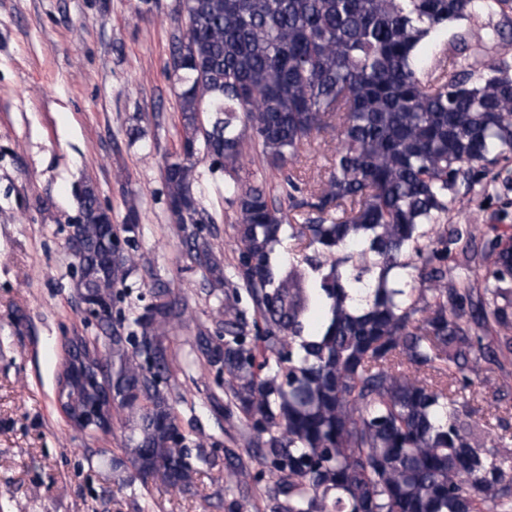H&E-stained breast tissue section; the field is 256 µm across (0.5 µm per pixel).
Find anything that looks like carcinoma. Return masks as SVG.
Segmentation results:
<instances>
[{
	"mask_svg": "<svg viewBox=\"0 0 512 512\" xmlns=\"http://www.w3.org/2000/svg\"><path fill=\"white\" fill-rule=\"evenodd\" d=\"M476 2L181 0L170 76L185 150L163 169L167 203L191 262L219 273L197 235L211 221L195 189L199 151L224 168L238 248L237 281L224 287L248 290L263 327L249 336L224 304L212 358L261 440L254 462L276 476L281 512H512V472L492 452L512 447V434L492 433L466 395L476 382L499 388L512 257L493 226L423 229L460 184L512 162V72L468 61L448 78L425 72L427 43ZM326 134L337 140L327 179L283 174ZM247 137L295 215L251 180ZM137 223L132 209L112 225L91 183L77 196L75 292L107 312L136 264L119 237ZM285 238L286 265L276 256ZM462 240L464 272L450 281L451 245ZM181 317L159 283L134 319L154 364L119 339L107 351L112 393L134 422L132 464L173 487L197 473L159 389L162 338ZM254 479L247 465L225 474L230 487Z\"/></svg>",
	"mask_w": 512,
	"mask_h": 512,
	"instance_id": "cac0c4a2",
	"label": "carcinoma"
}]
</instances>
